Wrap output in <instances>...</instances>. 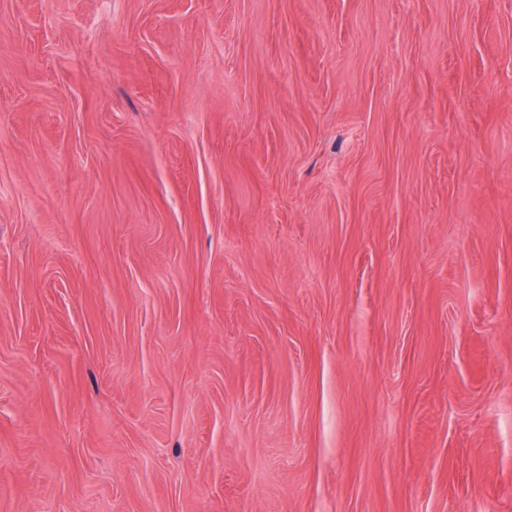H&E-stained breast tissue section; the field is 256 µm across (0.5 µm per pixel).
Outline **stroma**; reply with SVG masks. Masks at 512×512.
Segmentation results:
<instances>
[{
	"label": "stroma",
	"instance_id": "obj_1",
	"mask_svg": "<svg viewBox=\"0 0 512 512\" xmlns=\"http://www.w3.org/2000/svg\"><path fill=\"white\" fill-rule=\"evenodd\" d=\"M0 512H512V0H0Z\"/></svg>",
	"mask_w": 512,
	"mask_h": 512
}]
</instances>
